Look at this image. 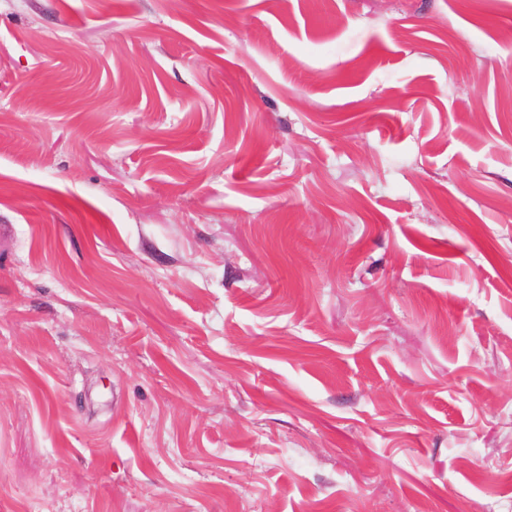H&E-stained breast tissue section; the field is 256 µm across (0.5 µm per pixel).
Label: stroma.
I'll use <instances>...</instances> for the list:
<instances>
[{
	"label": "stroma",
	"mask_w": 512,
	"mask_h": 512,
	"mask_svg": "<svg viewBox=\"0 0 512 512\" xmlns=\"http://www.w3.org/2000/svg\"><path fill=\"white\" fill-rule=\"evenodd\" d=\"M512 0H0V512H512Z\"/></svg>",
	"instance_id": "stroma-1"
}]
</instances>
